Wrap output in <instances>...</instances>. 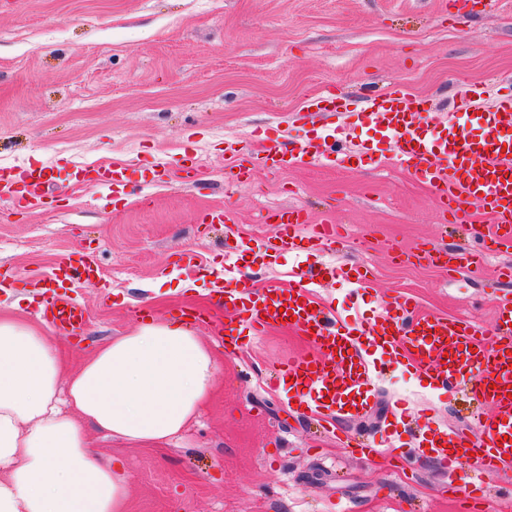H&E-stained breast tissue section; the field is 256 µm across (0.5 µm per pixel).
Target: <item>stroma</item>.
<instances>
[{"label":"stroma","mask_w":512,"mask_h":512,"mask_svg":"<svg viewBox=\"0 0 512 512\" xmlns=\"http://www.w3.org/2000/svg\"><path fill=\"white\" fill-rule=\"evenodd\" d=\"M461 84L512 86V0H0V172L51 179L42 203L0 198V304L34 319L58 259L89 254L98 286L66 288L85 303V326L53 335L69 371L143 315L177 318L185 306L207 313L195 326L220 359L217 390L172 445L89 432L92 448L131 471L129 512H465L468 496L484 512H512V468L472 491L470 461L448 474L421 452L367 459L346 442L386 428L408 441L428 425L478 437L489 408L467 387L447 394L368 338L361 347L380 369L370 410L323 432L271 381L309 342L286 328L252 336L215 291L219 278L250 293L288 287L301 260L364 265L363 286L337 276L313 290L345 325L408 295L494 340L495 305L512 295L496 270L512 251H488L472 232L487 218L445 208L409 171L383 163L393 145L363 114L368 96L398 88L428 100L425 122L445 123L464 107ZM326 90L347 111H307ZM314 135L361 154L333 167L258 161L266 140L292 149ZM186 158L199 179L170 182ZM116 160L129 166L127 197L68 188L75 166ZM224 206L231 222L202 223ZM285 207L346 225L349 243L265 257L263 217ZM436 251L473 265L449 278ZM224 323L240 346L216 334Z\"/></svg>","instance_id":"35a3bbf8"}]
</instances>
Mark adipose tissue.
Here are the masks:
<instances>
[{"instance_id":"1","label":"adipose tissue","mask_w":512,"mask_h":512,"mask_svg":"<svg viewBox=\"0 0 512 512\" xmlns=\"http://www.w3.org/2000/svg\"><path fill=\"white\" fill-rule=\"evenodd\" d=\"M220 365L181 319L142 318L66 372L43 322L0 309V512H127L131 474L86 429L168 443L196 418Z\"/></svg>"}]
</instances>
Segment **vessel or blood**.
<instances>
[{
    "mask_svg": "<svg viewBox=\"0 0 512 512\" xmlns=\"http://www.w3.org/2000/svg\"><path fill=\"white\" fill-rule=\"evenodd\" d=\"M461 97L483 102L480 119L485 133L469 136L463 123L437 129L421 123L425 99L398 89L371 98L365 114L369 124L398 140L394 163L406 166L419 182L432 188L440 199L458 205L479 204L494 226L491 239L501 251L512 250V92L489 91L464 85ZM262 162L285 168L297 164L335 165L337 157L322 143L309 138L296 149L278 143L266 145ZM76 183H99L122 196L128 184L126 166L114 162L106 166L87 165L77 169ZM272 252L297 250V228L305 223L302 211L273 210ZM330 263L296 268L291 285L262 292L257 298L227 289L219 298L225 310L235 312L253 335L277 326H294L312 347L310 354L290 359L280 371L292 378L294 392L314 410L356 415L367 402L361 389L376 367L355 346L349 332L338 328L334 312L317 304L312 295L316 279L335 275ZM99 269L91 259L79 264H58L54 280L90 283ZM393 313L380 315L369 328L379 342L388 344L394 355L407 358L417 368L430 373L436 385L453 390L466 374H475V394L486 401L490 413L480 420L478 440L456 432H433L422 445L442 469L457 465L458 451L473 452L478 468L496 472L512 464V298L497 307L498 338L492 344L478 341L465 321L432 316L418 310L411 299L394 300ZM85 307L65 295H52L40 311L41 318L58 331L73 334L85 324Z\"/></svg>",
    "mask_w": 512,
    "mask_h": 512,
    "instance_id": "obj_1",
    "label": "vessel or blood"
}]
</instances>
